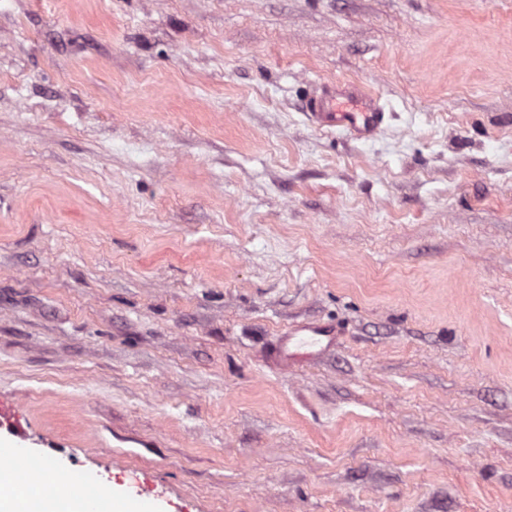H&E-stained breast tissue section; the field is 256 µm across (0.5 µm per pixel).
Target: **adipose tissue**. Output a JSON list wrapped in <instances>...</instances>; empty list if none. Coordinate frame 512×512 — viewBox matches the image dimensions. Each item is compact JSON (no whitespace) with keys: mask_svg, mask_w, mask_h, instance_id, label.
<instances>
[{"mask_svg":"<svg viewBox=\"0 0 512 512\" xmlns=\"http://www.w3.org/2000/svg\"><path fill=\"white\" fill-rule=\"evenodd\" d=\"M83 480L69 473L58 471L53 476V493L45 497L22 485L7 471L0 472V512H16L19 502H27L28 512H85L87 505H94L97 512H153L147 503H134L111 486L101 481H91V494H80L86 485Z\"/></svg>","mask_w":512,"mask_h":512,"instance_id":"1","label":"adipose tissue"}]
</instances>
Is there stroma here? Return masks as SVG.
Listing matches in <instances>:
<instances>
[{
    "instance_id": "obj_1",
    "label": "stroma",
    "mask_w": 512,
    "mask_h": 512,
    "mask_svg": "<svg viewBox=\"0 0 512 512\" xmlns=\"http://www.w3.org/2000/svg\"><path fill=\"white\" fill-rule=\"evenodd\" d=\"M0 402L164 512H512V0H0ZM385 113L379 98L347 81L324 84L306 106V114L318 126L345 129L356 138L375 135ZM339 339V330L333 324H304L279 337L271 359L279 366L303 362L326 348L337 345Z\"/></svg>"
}]
</instances>
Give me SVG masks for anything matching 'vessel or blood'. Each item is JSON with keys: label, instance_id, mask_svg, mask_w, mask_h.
Listing matches in <instances>:
<instances>
[{"label": "vessel or blood", "instance_id": "b4317fda", "mask_svg": "<svg viewBox=\"0 0 512 512\" xmlns=\"http://www.w3.org/2000/svg\"><path fill=\"white\" fill-rule=\"evenodd\" d=\"M306 113L318 126L341 128L357 138L375 135L385 122V110L380 99L347 81L323 85L308 102ZM339 339L340 333L335 325L304 324L279 337L271 359L279 366L303 362L337 345Z\"/></svg>", "mask_w": 512, "mask_h": 512}]
</instances>
